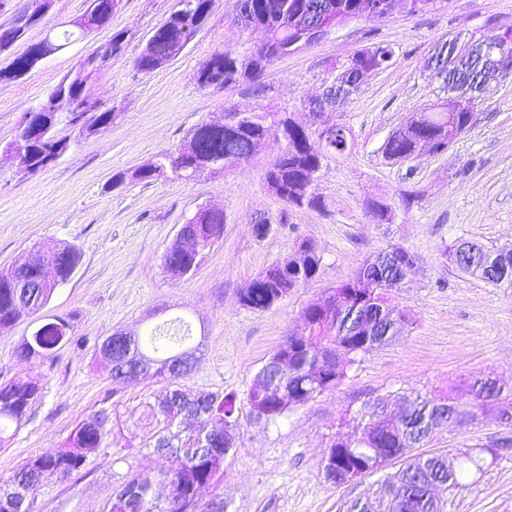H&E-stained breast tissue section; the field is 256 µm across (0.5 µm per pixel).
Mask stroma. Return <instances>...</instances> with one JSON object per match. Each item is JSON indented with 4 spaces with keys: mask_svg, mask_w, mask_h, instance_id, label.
I'll return each instance as SVG.
<instances>
[{
    "mask_svg": "<svg viewBox=\"0 0 512 512\" xmlns=\"http://www.w3.org/2000/svg\"><path fill=\"white\" fill-rule=\"evenodd\" d=\"M174 3L123 0L107 26L25 76L0 82V270L36 258L53 241L81 250L74 275L37 318L0 328V383L23 378L43 387L26 422L0 448V481L27 458L64 448L82 419L111 406L116 417L107 447L86 468L31 493L35 512H103L130 469L154 465L148 449L129 447L128 440L152 428L147 405L164 386L150 376L113 382L95 358L107 336L188 318L199 350L185 385L197 394L242 399L268 357L301 325L305 307L350 279L369 255L397 244L413 252L420 267L392 292L409 325L358 355L336 388L278 421H257L240 410L238 447L224 478L201 492L205 501L223 497L230 512H344L346 501L375 490L378 477L332 485L323 478L321 460L335 436L355 432L354 417L366 403L411 390L455 396L464 379L486 375L512 387V288L465 274L448 257L450 246L465 239L512 246V78L490 81L476 102L475 124L447 150L406 161L383 153L393 130L447 98L429 70L435 46L512 26V0H441L428 12L352 21L275 60L259 84L221 90L197 83L202 64L224 49L244 52L264 39L262 31L236 26V0H212L201 31L167 65L150 73L135 68ZM87 7V0H53L25 40L0 52V68ZM119 32L127 36L123 51L86 87L87 96L117 112V119L41 171H22L6 148L25 112ZM380 42L394 51L389 66L336 108L352 143L318 174L321 209L290 207L268 189L264 173L280 151L272 139L217 174L133 179L156 154L178 148L199 124L222 122L226 112H291L307 121L308 100L333 78L337 64ZM119 172L128 178L115 189L112 177ZM372 200L390 207L392 223L373 221L366 209ZM204 205L223 209L224 239L206 251L196 275L172 280L162 255L180 225ZM261 218L271 230L259 239L252 226ZM304 239L321 255V275L266 310L243 307L240 292ZM56 317L72 319L76 342L49 360L16 357L37 323ZM493 445L497 458L477 482L460 487L451 512H512V426L492 416L458 422L439 428L423 446V453L453 456Z\"/></svg>",
    "mask_w": 512,
    "mask_h": 512,
    "instance_id": "stroma-1",
    "label": "stroma"
}]
</instances>
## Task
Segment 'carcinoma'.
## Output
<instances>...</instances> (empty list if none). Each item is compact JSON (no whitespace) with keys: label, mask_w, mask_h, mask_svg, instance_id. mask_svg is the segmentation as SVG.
Wrapping results in <instances>:
<instances>
[{"label":"carcinoma","mask_w":512,"mask_h":512,"mask_svg":"<svg viewBox=\"0 0 512 512\" xmlns=\"http://www.w3.org/2000/svg\"><path fill=\"white\" fill-rule=\"evenodd\" d=\"M301 0H237V13L248 17L253 27L266 33V49L241 54L232 48L212 56L197 71V82L206 87L210 84L231 86L251 81L263 72L274 59L281 56V49L300 37L292 29L291 20L297 13ZM331 13L342 22L369 18L365 10L372 0H322ZM209 0H176L169 18L156 28L154 45L142 50L135 59L140 72L154 71L151 60L174 59L179 47L192 42L202 28L208 12ZM125 34L119 32L97 52L85 57L71 70L35 107L25 113L27 124L19 125L11 145L24 154L26 170L36 173L55 162L54 143H65V148L77 146L82 140L112 124L118 113L110 110L92 112L89 115L74 113L70 106L83 96V89L94 75L123 49ZM391 47L372 44L354 50L347 59L349 71L378 65L389 66ZM415 124L404 135L390 136L383 148L391 160H407L423 144L448 148L458 137V132L473 124L474 112L448 114L437 108L416 113ZM79 126L75 140L58 139L55 129L61 125ZM231 129L200 124L191 137L175 151H163L132 177L150 182L178 171L192 168L196 179L214 173L227 166L252 157L268 139H278L280 128L288 127L280 153L265 172V182L274 189V195L282 202L296 208L319 209L321 198L312 185L324 161L344 156L349 151L351 133L340 126L332 134L320 140L319 147L311 143L308 128L296 123L287 112H236ZM224 238V211L209 214L199 228V248H183L172 244L162 256L165 273L173 280L188 278L198 270L205 251ZM44 257L57 266L61 278L69 280L77 269L81 250L67 243L46 245ZM381 254L369 257L357 274L337 285L343 295L339 305H321L313 301L304 312L305 335L294 341H284L272 356L281 355L293 361L292 374L288 377V393L281 396L271 386L270 378L258 372L246 394L248 409L259 407L267 413L266 421L283 417L291 408L308 403L315 398L314 390L320 385L333 389L340 383L348 365L355 358L370 351L383 337H392L410 322L402 309L389 306L385 298L384 282L405 274L399 267L380 262ZM321 271V257L313 242L303 240L298 244L296 255L276 262L259 275L241 294L242 305L262 311L278 302L281 293H288L317 276ZM55 288L41 278L36 265L23 264L20 268L0 271V327L12 325L35 316L50 301ZM186 334L146 333L132 339L133 347L145 350L148 355L163 359H175L188 353L191 359L179 365L169 374L162 372L166 386L154 402L147 404L149 416L161 428L141 440V447L151 449L156 455L159 446L177 449L175 462L156 460L151 472L134 470L123 484L130 487L127 495L109 507V512H211L210 502L200 498L202 488L217 483L224 476V465L236 448L239 407L234 394H208L199 397L205 402V416L218 425L215 437L209 441L213 452L205 454L193 438L196 431L194 410L172 412L168 402L172 392L184 389L181 380L188 376L197 347L184 344ZM74 326L70 321L56 317L41 324L24 339L16 349L21 359L41 357L49 359L55 350L68 342H75ZM336 347L344 354V363L333 373L321 371L318 347ZM41 385L32 379H16L0 386V447L11 440L10 429L20 426L31 404L39 397ZM463 395L470 398L469 412L481 413L480 397L493 398L512 406V387L499 383L487 384L485 378H474L464 388ZM440 396L410 393L406 396L401 421L395 425L372 423L373 408L368 405L360 414L362 429L350 438V442L333 447L329 462L323 464L326 482L336 484L343 475H356L375 464L376 454L395 453L408 438L427 433L437 418L436 404ZM112 412L101 410L83 419L77 426L72 446L54 453L28 458L10 479L0 483L1 505L9 501L28 499L29 490L52 477H68L83 469L92 455L107 447V425ZM498 455L496 448H472L454 471H448V459L442 455L414 457L404 468L378 481L377 508L388 512L393 508L390 498L394 484L407 482L414 474L427 478L428 485L407 496L403 512H449L450 503L432 495L433 485H462L469 477L481 475L486 469L487 458ZM169 487L168 496L157 499L152 496L154 480Z\"/></svg>","instance_id":"carcinoma-1"}]
</instances>
